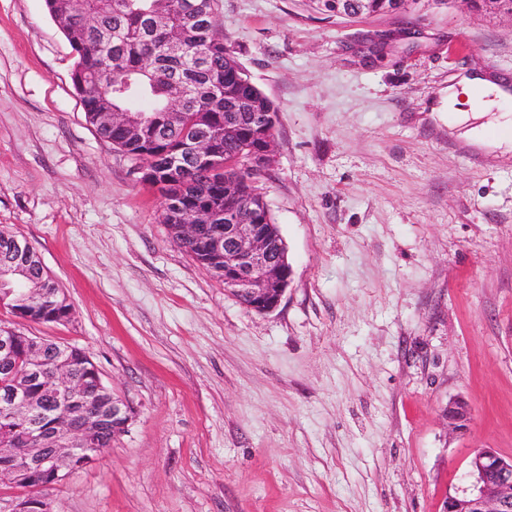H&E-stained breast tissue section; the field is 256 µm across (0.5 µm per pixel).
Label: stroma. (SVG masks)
Masks as SVG:
<instances>
[{
	"instance_id": "35a3bbf8",
	"label": "stroma",
	"mask_w": 512,
	"mask_h": 512,
	"mask_svg": "<svg viewBox=\"0 0 512 512\" xmlns=\"http://www.w3.org/2000/svg\"><path fill=\"white\" fill-rule=\"evenodd\" d=\"M224 43L278 110L258 179L289 286L258 313L177 247L163 199L88 123L45 0H0V225L67 294L65 323L135 412L55 512H441L474 449L512 456V155L438 106L512 80V17L410 0L336 17L218 0ZM462 397L472 420L442 417Z\"/></svg>"
}]
</instances>
